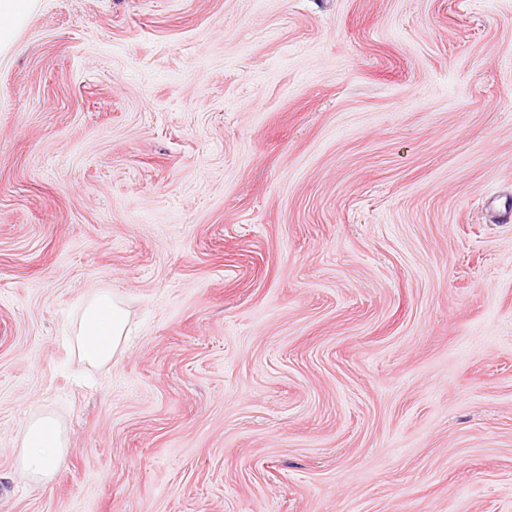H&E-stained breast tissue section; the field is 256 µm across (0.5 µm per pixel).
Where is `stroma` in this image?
<instances>
[{"instance_id": "35a3bbf8", "label": "stroma", "mask_w": 512, "mask_h": 512, "mask_svg": "<svg viewBox=\"0 0 512 512\" xmlns=\"http://www.w3.org/2000/svg\"><path fill=\"white\" fill-rule=\"evenodd\" d=\"M0 512H512V0H30ZM128 312L112 295L101 292L91 298L77 330L82 358L93 365L109 362L125 340ZM20 473L28 480H48L56 471L64 446L57 422L48 416L38 418L26 428Z\"/></svg>"}]
</instances>
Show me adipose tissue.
<instances>
[{"label": "adipose tissue", "mask_w": 512, "mask_h": 512, "mask_svg": "<svg viewBox=\"0 0 512 512\" xmlns=\"http://www.w3.org/2000/svg\"><path fill=\"white\" fill-rule=\"evenodd\" d=\"M128 313L108 293L91 298L77 330L82 358L93 365L109 362L119 351L126 333ZM20 473L29 480L52 478L62 456L63 441L57 422L48 416L38 418L26 428Z\"/></svg>", "instance_id": "obj_1"}]
</instances>
